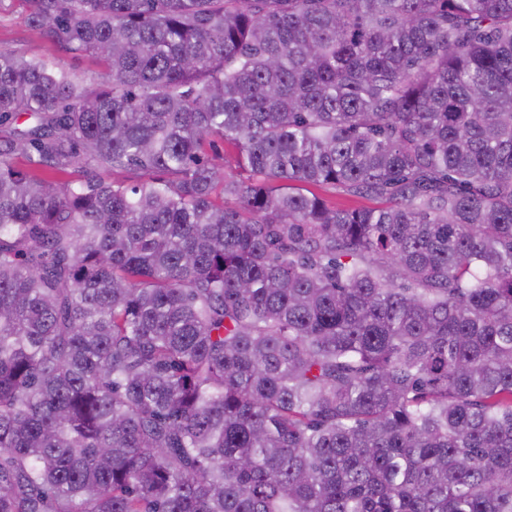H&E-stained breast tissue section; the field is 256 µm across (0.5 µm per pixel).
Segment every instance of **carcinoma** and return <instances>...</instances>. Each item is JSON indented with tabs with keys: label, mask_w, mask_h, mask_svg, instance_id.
I'll list each match as a JSON object with an SVG mask.
<instances>
[{
	"label": "carcinoma",
	"mask_w": 512,
	"mask_h": 512,
	"mask_svg": "<svg viewBox=\"0 0 512 512\" xmlns=\"http://www.w3.org/2000/svg\"><path fill=\"white\" fill-rule=\"evenodd\" d=\"M20 2L0 512H512V0ZM2 4L0 48H8L28 55H42L50 59H61L78 78H88L100 69L91 55L65 54L45 42L37 31L28 26L26 14L20 2L5 0ZM308 188L324 199L329 205L336 206L337 208L352 209L375 204L373 200L349 196L341 189L332 186H309Z\"/></svg>",
	"instance_id": "cac0c4a2"
}]
</instances>
